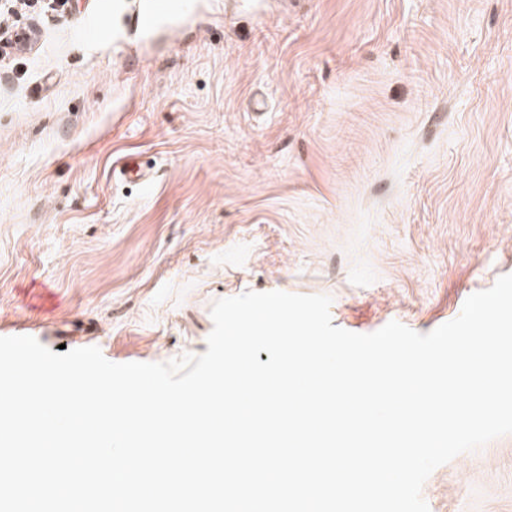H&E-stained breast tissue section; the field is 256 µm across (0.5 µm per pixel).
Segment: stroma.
<instances>
[{"mask_svg": "<svg viewBox=\"0 0 512 512\" xmlns=\"http://www.w3.org/2000/svg\"><path fill=\"white\" fill-rule=\"evenodd\" d=\"M27 3L4 22L38 42L0 44V336L162 363L247 291L428 333L512 274V0ZM422 497L512 512V435Z\"/></svg>", "mask_w": 512, "mask_h": 512, "instance_id": "obj_1", "label": "stroma"}]
</instances>
